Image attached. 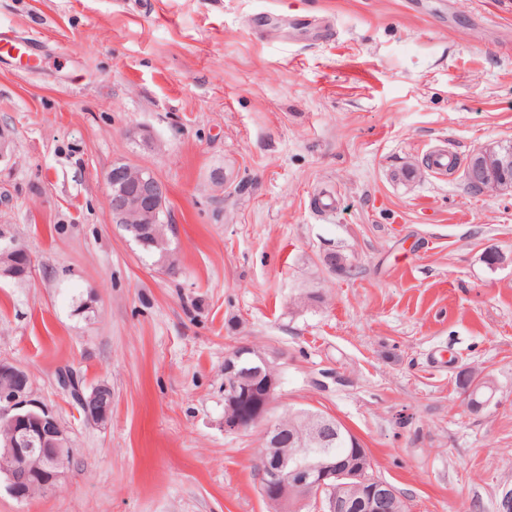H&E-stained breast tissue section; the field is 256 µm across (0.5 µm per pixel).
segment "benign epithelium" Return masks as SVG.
Listing matches in <instances>:
<instances>
[{
    "mask_svg": "<svg viewBox=\"0 0 512 512\" xmlns=\"http://www.w3.org/2000/svg\"><path fill=\"white\" fill-rule=\"evenodd\" d=\"M512 149L488 145L474 153L464 170L467 181L480 192L501 194L512 190ZM114 224H154L164 207L167 187L149 169L117 163L106 175ZM12 379V388L0 391V421L10 424L11 432L0 445V476L5 477L11 494L19 500L52 492L63 476L72 455L69 439L58 418L31 399L26 372L0 362V377ZM279 379L274 364L264 355L254 356L249 347L238 346L224 359V396L256 404L247 415L224 417V430L242 432L262 427V439L280 446L302 449L296 467L288 469V457L281 454L271 460L262 455L257 475L263 497L286 508L294 502L313 512H388L398 496L386 480L368 475L369 464L359 469L345 468L339 462H314L315 454L332 456L342 423L335 417L315 415V425L306 436L288 433V426L271 417ZM109 386L101 384L81 395L89 419L107 422L112 406L102 396ZM355 484L364 487L363 496L344 498L336 487Z\"/></svg>",
    "mask_w": 512,
    "mask_h": 512,
    "instance_id": "benign-epithelium-1",
    "label": "benign epithelium"
}]
</instances>
